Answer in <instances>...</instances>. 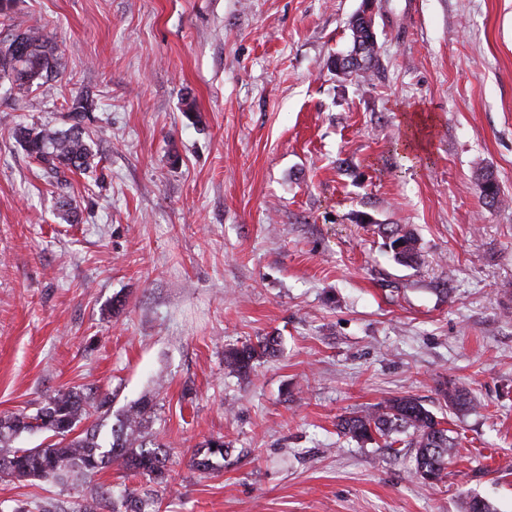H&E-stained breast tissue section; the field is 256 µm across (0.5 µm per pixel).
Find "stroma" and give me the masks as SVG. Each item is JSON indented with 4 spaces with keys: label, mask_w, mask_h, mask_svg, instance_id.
<instances>
[{
    "label": "stroma",
    "mask_w": 512,
    "mask_h": 512,
    "mask_svg": "<svg viewBox=\"0 0 512 512\" xmlns=\"http://www.w3.org/2000/svg\"><path fill=\"white\" fill-rule=\"evenodd\" d=\"M360 3L11 0L9 27L61 58L28 96L0 88V417L89 386L108 427L152 398L162 512H512V0H381L380 66L344 80L329 59ZM86 89L99 164L60 183L10 132L69 128ZM485 171L510 204L483 203ZM382 224L417 234V264ZM266 336L275 355L225 374ZM401 395L458 440L437 484L414 449L337 427ZM217 437L223 461L193 470ZM91 489L0 479V512ZM379 230L383 234L392 258L400 264L412 265L420 259L419 238L406 227L401 225H379ZM277 339L264 337L256 344H244L224 352V366L231 373L246 375L253 369V364L264 355H274L277 351ZM439 393L444 402L448 404V408L459 410L473 408V399L470 397L469 392L463 387L457 386L456 384L448 385L444 383ZM212 446H215V449H212ZM225 451L224 440L209 439L193 454L190 466L201 473H207L213 467L214 458L224 459Z\"/></svg>",
    "instance_id": "obj_1"
}]
</instances>
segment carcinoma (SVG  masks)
<instances>
[{"label": "carcinoma", "mask_w": 512, "mask_h": 512, "mask_svg": "<svg viewBox=\"0 0 512 512\" xmlns=\"http://www.w3.org/2000/svg\"><path fill=\"white\" fill-rule=\"evenodd\" d=\"M351 38L364 47L365 66L347 62L348 75L367 77L378 64V45L370 41L371 34L363 25L351 31ZM60 54L58 43L43 29L33 26L14 30L0 39V82H8L16 95L25 96L58 77ZM11 137L24 146L43 171L56 178L67 172L84 173L93 168L96 153L92 142L76 125L65 130L19 125L12 129ZM480 193L489 206L508 202L501 196L490 172L481 177ZM380 232L396 262L403 265L418 262L419 238L412 230L386 224L380 227ZM276 351L277 339L264 337L255 344L225 351L224 366L232 373L246 375L258 358ZM439 393L451 409L473 408V399L463 387L445 383ZM91 404L101 410L107 400H96L91 388H69L49 397L33 416L0 417V478L64 485L92 480L118 462L124 469L147 477L156 489L144 496L128 492L116 500L112 497V486L99 485L90 497L71 509L52 500L40 504L38 512H102L108 507L111 512H160L169 482L170 452L146 431L152 401L144 399L134 405L111 428L108 437L101 434V426L97 424L78 430L85 419L86 407ZM34 428L51 433V441L35 448L11 446L19 435ZM339 428L343 435L361 443L380 439L386 448L396 443L394 436L405 435V447L415 449L412 475L429 485L443 479L456 447V438L449 435L444 422L412 396L393 397L371 411L344 417ZM224 452L223 440L209 439L193 454L191 467L206 473L212 469L213 459L224 457Z\"/></svg>", "instance_id": "cac0c4a2"}]
</instances>
